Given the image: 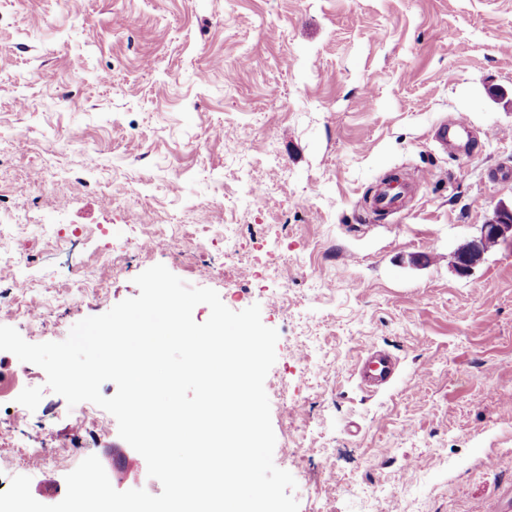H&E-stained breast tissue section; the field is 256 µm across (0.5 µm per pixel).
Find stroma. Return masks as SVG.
I'll use <instances>...</instances> for the list:
<instances>
[{"instance_id":"35a3bbf8","label":"stroma","mask_w":512,"mask_h":512,"mask_svg":"<svg viewBox=\"0 0 512 512\" xmlns=\"http://www.w3.org/2000/svg\"><path fill=\"white\" fill-rule=\"evenodd\" d=\"M457 119L467 145L442 147ZM390 173L424 179L368 212ZM502 204L512 0H0V325L62 341L157 264L259 305L299 512H512V242L454 266ZM375 346L398 372L369 391ZM86 408L0 351V492L23 473L56 504L90 455L139 488L144 458ZM20 447L71 454L22 471Z\"/></svg>"}]
</instances>
